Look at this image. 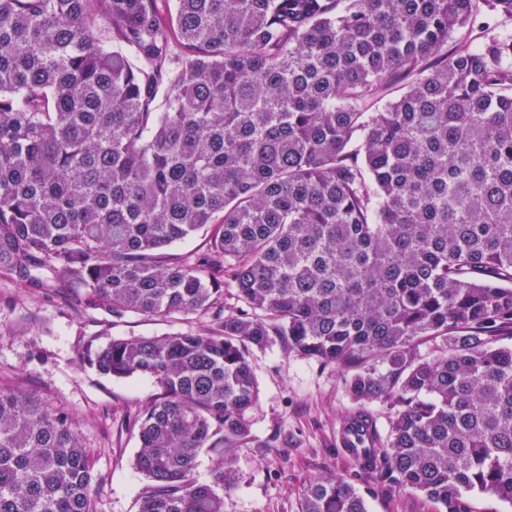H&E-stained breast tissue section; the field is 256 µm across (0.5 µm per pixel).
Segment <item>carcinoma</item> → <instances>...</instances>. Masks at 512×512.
Returning a JSON list of instances; mask_svg holds the SVG:
<instances>
[{
  "label": "carcinoma",
  "mask_w": 512,
  "mask_h": 512,
  "mask_svg": "<svg viewBox=\"0 0 512 512\" xmlns=\"http://www.w3.org/2000/svg\"><path fill=\"white\" fill-rule=\"evenodd\" d=\"M482 15L512 0H0V272L115 322L213 313L83 352L161 391L138 512H224L198 457L251 441L277 337L389 406L385 436L346 420L366 468L437 512L512 503V34ZM89 472L65 412L0 387V512H91ZM301 512L366 492L314 478ZM207 243L208 239L205 233H200L169 248L166 251L169 254L168 259L175 261L180 258H194L198 253L207 249Z\"/></svg>",
  "instance_id": "carcinoma-1"
}]
</instances>
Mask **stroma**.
<instances>
[{
	"mask_svg": "<svg viewBox=\"0 0 512 512\" xmlns=\"http://www.w3.org/2000/svg\"><path fill=\"white\" fill-rule=\"evenodd\" d=\"M211 321L131 314L114 323L67 289L38 292L0 277V386L35 393L68 414L91 457L92 512H136L146 483L134 466L137 421L159 390L144 377L108 378L83 367V346L195 332ZM252 364V440L231 453L235 479L218 488L224 512H299L304 485L328 472L368 488V512H436L422 494L368 472L336 443L345 420L361 408L386 429V404L358 406L342 369L290 352L283 339L254 351Z\"/></svg>",
	"mask_w": 512,
	"mask_h": 512,
	"instance_id": "1",
	"label": "stroma"
}]
</instances>
